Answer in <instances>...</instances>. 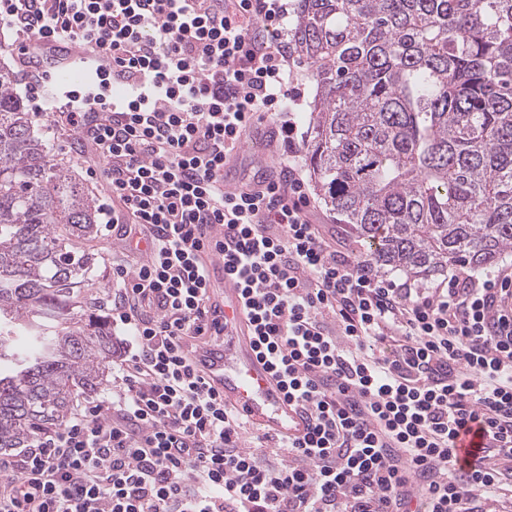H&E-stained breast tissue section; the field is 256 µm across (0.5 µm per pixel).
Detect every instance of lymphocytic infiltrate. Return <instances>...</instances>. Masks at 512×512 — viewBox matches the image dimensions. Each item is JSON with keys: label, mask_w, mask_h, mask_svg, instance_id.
<instances>
[{"label": "lymphocytic infiltrate", "mask_w": 512, "mask_h": 512, "mask_svg": "<svg viewBox=\"0 0 512 512\" xmlns=\"http://www.w3.org/2000/svg\"><path fill=\"white\" fill-rule=\"evenodd\" d=\"M295 0H0L31 99L78 51L123 93L69 91L48 127L103 166L116 265V389L36 440L0 512H485L512 478V271L414 288L331 250L297 164L227 192L224 168L275 116L289 153L304 98L288 51ZM242 288L260 355L308 433L244 444L247 420L195 374L185 338H218L199 225ZM480 430L491 446L459 461Z\"/></svg>", "instance_id": "f902f5d3"}]
</instances>
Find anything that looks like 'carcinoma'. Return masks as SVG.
Instances as JSON below:
<instances>
[{"instance_id":"carcinoma-1","label":"carcinoma","mask_w":512,"mask_h":512,"mask_svg":"<svg viewBox=\"0 0 512 512\" xmlns=\"http://www.w3.org/2000/svg\"><path fill=\"white\" fill-rule=\"evenodd\" d=\"M316 81L305 161L383 271L420 281L512 250V0H298ZM0 62V452L97 393L116 349L76 247L98 200L56 162Z\"/></svg>"}]
</instances>
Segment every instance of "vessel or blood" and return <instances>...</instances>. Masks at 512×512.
<instances>
[{
	"label": "vessel or blood",
	"instance_id": "obj_1",
	"mask_svg": "<svg viewBox=\"0 0 512 512\" xmlns=\"http://www.w3.org/2000/svg\"><path fill=\"white\" fill-rule=\"evenodd\" d=\"M202 259L211 270L220 271L224 298V341L207 347L190 346V357L207 387L223 396L227 406L275 435L303 437L308 421L301 408L288 400L278 375L254 344L251 323L243 306L236 278L224 273L211 252V227L201 228Z\"/></svg>",
	"mask_w": 512,
	"mask_h": 512
}]
</instances>
